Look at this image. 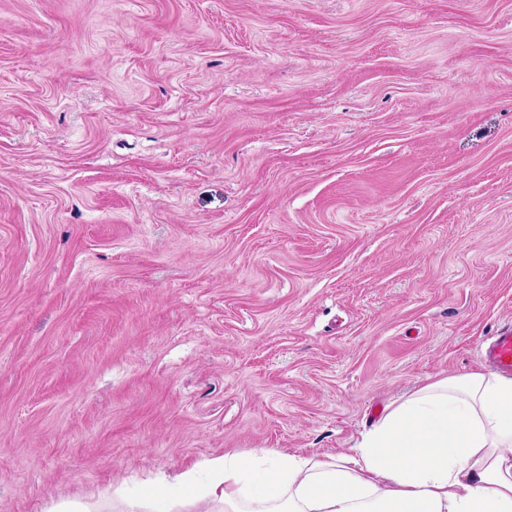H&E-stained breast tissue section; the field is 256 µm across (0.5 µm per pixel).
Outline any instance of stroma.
<instances>
[{"label":"stroma","mask_w":512,"mask_h":512,"mask_svg":"<svg viewBox=\"0 0 512 512\" xmlns=\"http://www.w3.org/2000/svg\"><path fill=\"white\" fill-rule=\"evenodd\" d=\"M512 321V0H0V512L355 448Z\"/></svg>","instance_id":"stroma-1"}]
</instances>
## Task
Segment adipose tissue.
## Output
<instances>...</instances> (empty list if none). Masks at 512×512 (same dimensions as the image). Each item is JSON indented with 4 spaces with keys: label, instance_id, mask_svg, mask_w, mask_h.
<instances>
[{
    "label": "adipose tissue",
    "instance_id": "adipose-tissue-1",
    "mask_svg": "<svg viewBox=\"0 0 512 512\" xmlns=\"http://www.w3.org/2000/svg\"><path fill=\"white\" fill-rule=\"evenodd\" d=\"M115 495L121 512H512V378L423 385L350 454L254 448Z\"/></svg>",
    "mask_w": 512,
    "mask_h": 512
}]
</instances>
